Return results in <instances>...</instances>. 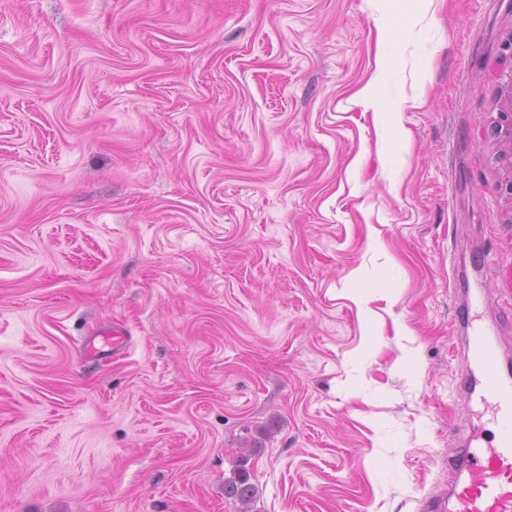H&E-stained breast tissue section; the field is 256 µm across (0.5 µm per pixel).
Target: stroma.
I'll return each instance as SVG.
<instances>
[{"mask_svg":"<svg viewBox=\"0 0 512 512\" xmlns=\"http://www.w3.org/2000/svg\"><path fill=\"white\" fill-rule=\"evenodd\" d=\"M511 45L512 0H0V512L447 495L463 291L512 354ZM224 489L227 496L242 502L250 501L255 495V486L250 483V474L245 468H242L238 478L228 482Z\"/></svg>","mask_w":512,"mask_h":512,"instance_id":"stroma-1","label":"stroma"}]
</instances>
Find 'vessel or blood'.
Instances as JSON below:
<instances>
[{"mask_svg":"<svg viewBox=\"0 0 512 512\" xmlns=\"http://www.w3.org/2000/svg\"><path fill=\"white\" fill-rule=\"evenodd\" d=\"M463 366L458 389L493 402L497 434L485 448H464L449 461L448 496L431 501L428 512H512V369L469 318H462Z\"/></svg>","mask_w":512,"mask_h":512,"instance_id":"obj_1","label":"vessel or blood"}]
</instances>
